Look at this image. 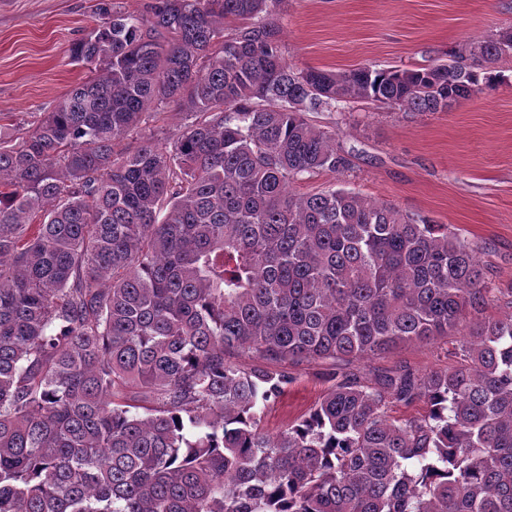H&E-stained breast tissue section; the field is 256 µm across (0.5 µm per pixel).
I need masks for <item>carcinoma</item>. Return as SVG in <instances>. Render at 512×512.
<instances>
[{
    "label": "carcinoma",
    "mask_w": 512,
    "mask_h": 512,
    "mask_svg": "<svg viewBox=\"0 0 512 512\" xmlns=\"http://www.w3.org/2000/svg\"><path fill=\"white\" fill-rule=\"evenodd\" d=\"M282 2L98 0L91 76L0 135V512H512V313L448 370L346 377L277 436L259 415L271 365L429 343L502 293L451 225L290 184L349 166L306 113L445 111L512 31L464 65L296 70ZM152 106L183 115L167 142L116 151Z\"/></svg>",
    "instance_id": "carcinoma-1"
}]
</instances>
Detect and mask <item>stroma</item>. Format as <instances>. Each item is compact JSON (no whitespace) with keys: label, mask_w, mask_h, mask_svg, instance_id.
<instances>
[{"label":"stroma","mask_w":512,"mask_h":512,"mask_svg":"<svg viewBox=\"0 0 512 512\" xmlns=\"http://www.w3.org/2000/svg\"><path fill=\"white\" fill-rule=\"evenodd\" d=\"M97 0H0V125L30 128L80 83L87 70L69 57L91 29ZM280 39L295 68L344 72L362 66L428 68L458 45L512 30V0H283ZM495 90L443 112H403L371 102L312 112L336 130L350 168L293 183L298 193L346 187L367 199L430 217L477 244L487 277L512 288V53ZM457 337L409 342L350 361H288L290 382L260 410L275 435L318 404L338 374L371 385L383 374L456 365Z\"/></svg>","instance_id":"1"}]
</instances>
